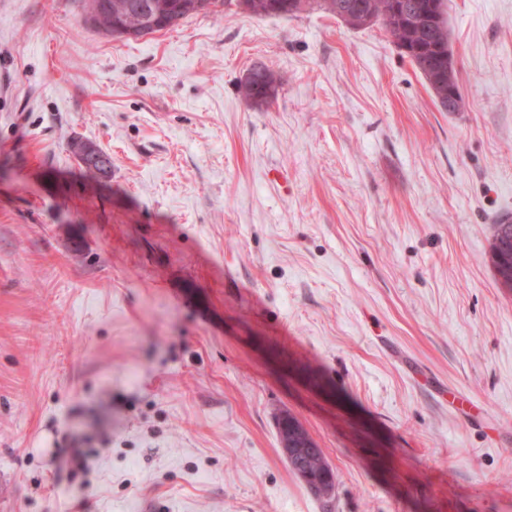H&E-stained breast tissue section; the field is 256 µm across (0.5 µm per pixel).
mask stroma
<instances>
[{
    "mask_svg": "<svg viewBox=\"0 0 512 512\" xmlns=\"http://www.w3.org/2000/svg\"><path fill=\"white\" fill-rule=\"evenodd\" d=\"M445 9L458 112L320 10L126 39L0 0V512H512V0ZM255 68L258 69L254 77H247L249 76V73H247L241 79L239 90L244 98L262 109L263 107H268L276 98L278 88L281 85V77L277 72L266 66H255L251 70ZM71 151L78 158V160L80 155V157L83 159V162L87 165H90L84 166L85 173L90 179L97 180L99 177L102 179H107L110 176L109 164L112 169V160L107 153L103 152V150L100 151L104 156L98 152L96 147L87 144L79 151V155L74 150L71 149ZM94 165H96L98 168ZM491 261L501 288L512 290V224H490ZM283 420H288V422H292L297 425H302V424L299 422V420L294 415H292L290 412H288L286 410L280 411L275 415V424H276V428H277L279 442H281L282 451L285 454V456L288 458L289 461H294V459L297 457L298 450L301 448L298 446L297 439L300 436V434L302 433V430L299 428H293L289 432L290 436H288V427L284 428L285 431L282 435V441H281L280 434L278 432V425ZM289 461H288V466H289L290 470L295 475H297V469L291 463H289ZM309 437V447L305 448L300 458L302 471L311 473L312 478L304 481L309 490L318 498L329 500L332 498L336 486V474L325 458L322 448ZM331 478L327 479L326 476Z\"/></svg>",
    "mask_w": 512,
    "mask_h": 512,
    "instance_id": "stroma-1",
    "label": "stroma"
}]
</instances>
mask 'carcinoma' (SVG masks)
<instances>
[{
    "mask_svg": "<svg viewBox=\"0 0 512 512\" xmlns=\"http://www.w3.org/2000/svg\"><path fill=\"white\" fill-rule=\"evenodd\" d=\"M233 0H210L211 8L199 12L189 7L187 0H85L86 21L97 30L116 35V26L134 28L133 38L139 39L173 28L201 13H213L220 6H230ZM248 15L256 18L293 16L306 9H325L324 0H246ZM369 4L372 20L352 25L359 29L379 23L393 38L401 54L416 65L421 74L426 66L443 64V80L458 85L455 67L448 65V18L445 0L428 10L429 16L420 19L419 6L429 0H400L408 12H395L394 0H364ZM281 77L274 70L260 65L253 77H244L239 83L240 93L256 107L269 106L277 96ZM491 261L498 284L512 290V224L490 225ZM302 470L311 473L306 481L309 490L318 498H332L336 474L314 440L300 458Z\"/></svg>",
    "mask_w": 512,
    "mask_h": 512,
    "instance_id": "carcinoma-1",
    "label": "carcinoma"
}]
</instances>
